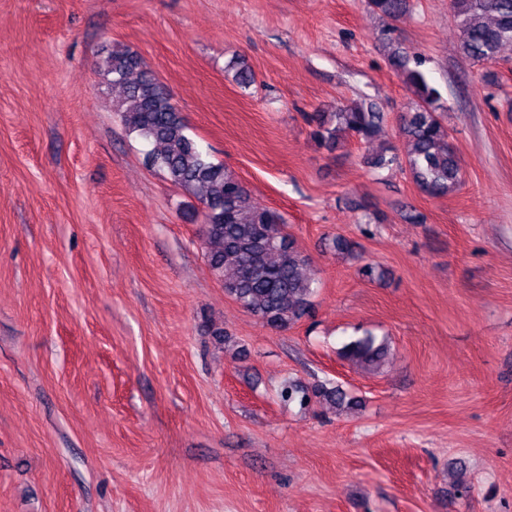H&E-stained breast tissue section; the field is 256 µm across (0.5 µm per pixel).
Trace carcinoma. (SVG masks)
I'll return each mask as SVG.
<instances>
[{
  "label": "carcinoma",
  "instance_id": "carcinoma-1",
  "mask_svg": "<svg viewBox=\"0 0 512 512\" xmlns=\"http://www.w3.org/2000/svg\"><path fill=\"white\" fill-rule=\"evenodd\" d=\"M459 33V50L478 64H495L512 46V0H451ZM367 6L397 19L410 9V0H367ZM390 67L415 96L414 105L399 118L405 154L385 143L367 158L375 171L400 167L431 197H444L462 182L461 159L441 119L440 93L419 70L420 63L405 51L387 56ZM103 75L122 89L116 111L132 134L152 145L146 163L185 190L201 205L207 262L224 293L276 331H286L312 312L317 273L307 255L283 231L286 219L252 195L222 163L208 159L187 134V123L173 103L169 89L141 69L138 55L116 47L103 59ZM312 135L330 151L346 139L370 143L378 136L383 114L373 104H343L315 112ZM389 346L369 330L342 348V356L366 371L386 361ZM285 401L306 405L317 399L333 407L358 401L339 386L307 388L288 383Z\"/></svg>",
  "mask_w": 512,
  "mask_h": 512
}]
</instances>
